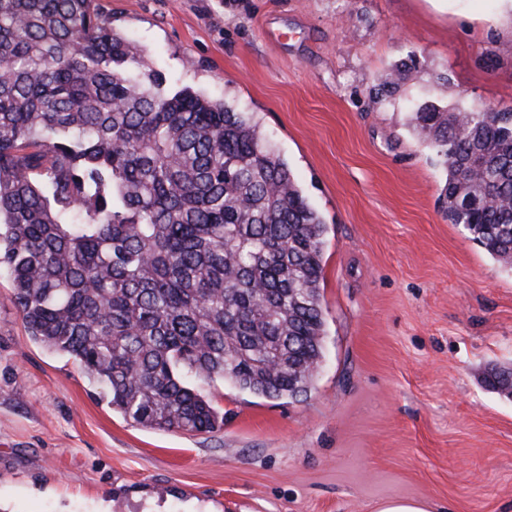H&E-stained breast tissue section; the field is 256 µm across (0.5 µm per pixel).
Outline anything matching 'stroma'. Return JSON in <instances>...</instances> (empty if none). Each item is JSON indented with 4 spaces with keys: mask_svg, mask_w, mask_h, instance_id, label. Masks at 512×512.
<instances>
[{
    "mask_svg": "<svg viewBox=\"0 0 512 512\" xmlns=\"http://www.w3.org/2000/svg\"><path fill=\"white\" fill-rule=\"evenodd\" d=\"M162 90L249 112L321 216L323 357L306 396L220 378L224 427L133 424L29 335L0 274V512H512V269L437 208L410 103L512 108L495 0H97ZM415 54L399 99L371 87ZM374 512H432V508L425 501L391 499L379 502Z\"/></svg>",
    "mask_w": 512,
    "mask_h": 512,
    "instance_id": "stroma-1",
    "label": "stroma"
}]
</instances>
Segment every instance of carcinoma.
Masks as SVG:
<instances>
[{
    "instance_id": "carcinoma-1",
    "label": "carcinoma",
    "mask_w": 512,
    "mask_h": 512,
    "mask_svg": "<svg viewBox=\"0 0 512 512\" xmlns=\"http://www.w3.org/2000/svg\"><path fill=\"white\" fill-rule=\"evenodd\" d=\"M94 0H0V272L31 337L137 425L214 433L191 387L306 394L322 358L326 225L246 112L161 77ZM419 72L373 86L391 101ZM443 216L512 268V110L423 104ZM512 397L499 368L485 377Z\"/></svg>"
}]
</instances>
